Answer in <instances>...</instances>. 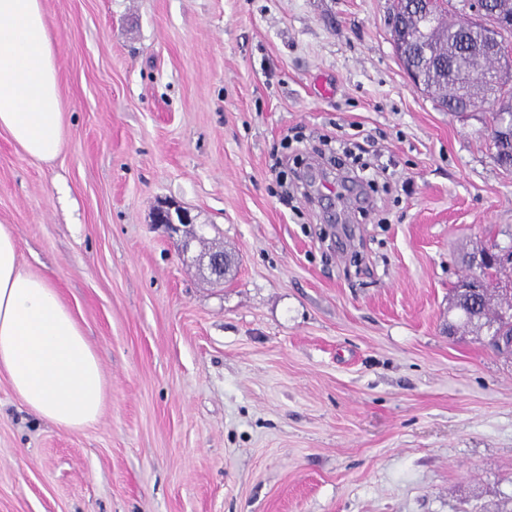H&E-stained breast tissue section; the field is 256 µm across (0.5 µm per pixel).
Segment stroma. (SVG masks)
<instances>
[{"instance_id": "obj_1", "label": "stroma", "mask_w": 512, "mask_h": 512, "mask_svg": "<svg viewBox=\"0 0 512 512\" xmlns=\"http://www.w3.org/2000/svg\"><path fill=\"white\" fill-rule=\"evenodd\" d=\"M43 5L64 147L0 132V224L106 398L69 431L0 376V512H512V356L445 329L464 254L512 245V171L484 105L412 85L390 0ZM326 136L388 172L338 192ZM172 208H174V212H172ZM154 220L156 224L164 225L172 235H178L182 232L180 248L182 254H187L191 242L196 240L187 233L188 228L194 224L190 212L180 206H165L156 211Z\"/></svg>"}]
</instances>
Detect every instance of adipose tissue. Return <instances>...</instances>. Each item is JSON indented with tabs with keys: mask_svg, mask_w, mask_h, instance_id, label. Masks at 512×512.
<instances>
[{
	"mask_svg": "<svg viewBox=\"0 0 512 512\" xmlns=\"http://www.w3.org/2000/svg\"><path fill=\"white\" fill-rule=\"evenodd\" d=\"M0 131L34 159L63 149L56 54L42 0H0ZM0 375L30 412L67 430L93 424L104 404L98 355L57 288L22 267L4 224Z\"/></svg>",
	"mask_w": 512,
	"mask_h": 512,
	"instance_id": "ef3b65f1",
	"label": "adipose tissue"
}]
</instances>
